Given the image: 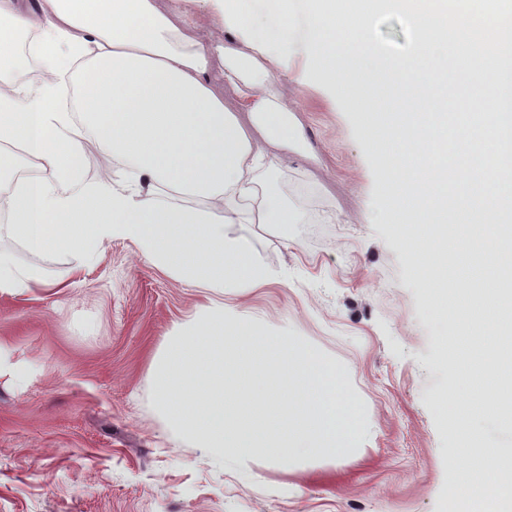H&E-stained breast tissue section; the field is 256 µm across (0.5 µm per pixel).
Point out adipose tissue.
<instances>
[{
  "label": "adipose tissue",
  "mask_w": 512,
  "mask_h": 512,
  "mask_svg": "<svg viewBox=\"0 0 512 512\" xmlns=\"http://www.w3.org/2000/svg\"><path fill=\"white\" fill-rule=\"evenodd\" d=\"M239 41L212 43L180 11L158 0H37L27 12L0 0V73L45 65L38 86L0 82V140L22 143L45 170L0 195L10 236L35 252L95 255L106 242H135L145 258L188 286L216 295L270 278L236 224H288L287 208L257 193L259 172L302 132L283 103L273 66L303 56L329 92L348 88L346 60L398 74L414 87L419 111L370 121L365 138L391 144L386 179L409 186L388 200L394 220L435 225L431 249L448 248L447 218L470 224L482 252L480 290L460 313L497 318L501 273L512 260V0H209ZM401 9L413 31L403 58L382 56L370 36L376 17ZM79 64V109L63 112L57 74ZM222 69L223 82L212 81ZM460 74L477 107L449 114L443 83ZM128 170L83 182L87 145ZM464 150L462 179L448 178L449 149ZM430 190L418 192L420 183ZM198 199L173 206L165 192ZM40 268L17 267L0 252V293L47 287ZM458 512H512V465L497 448L480 449L456 480Z\"/></svg>",
  "instance_id": "ef3b65f1"
}]
</instances>
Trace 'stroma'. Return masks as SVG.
<instances>
[{
	"label": "stroma",
	"mask_w": 512,
	"mask_h": 512,
	"mask_svg": "<svg viewBox=\"0 0 512 512\" xmlns=\"http://www.w3.org/2000/svg\"><path fill=\"white\" fill-rule=\"evenodd\" d=\"M372 36L395 57L412 47L395 10L377 17ZM304 67L289 56L277 77L307 146L259 176L298 221L236 225L272 276L226 289L224 307L335 364L356 406L357 442L287 463L197 447L169 421L152 371L206 292L151 265L129 240L87 259L34 253L1 233L0 251L41 267L49 285L0 294V345L26 373L0 375V512H441L467 467L460 432L477 448L512 446V406L473 360L490 338L461 343L434 305L408 225L386 213V163L361 134L364 117L405 111L406 89L355 74V107ZM462 371L474 387H457ZM449 393L455 407L441 410Z\"/></svg>",
	"instance_id": "obj_1"
}]
</instances>
